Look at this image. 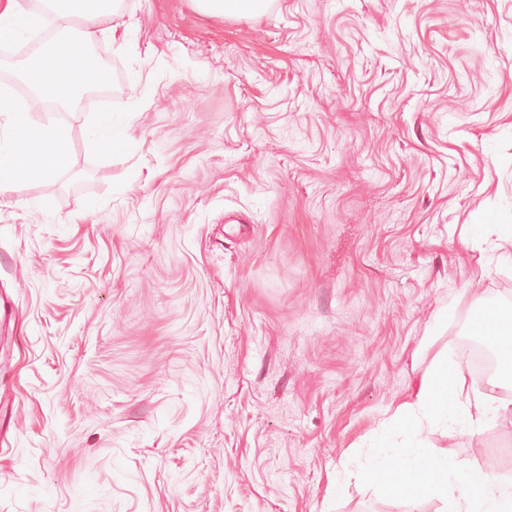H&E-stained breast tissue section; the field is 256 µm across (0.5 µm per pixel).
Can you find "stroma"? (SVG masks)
Segmentation results:
<instances>
[{
	"mask_svg": "<svg viewBox=\"0 0 512 512\" xmlns=\"http://www.w3.org/2000/svg\"><path fill=\"white\" fill-rule=\"evenodd\" d=\"M111 24L127 139L45 102L71 166L0 194V512H437L336 473L512 306V0ZM428 440L483 467L512 420Z\"/></svg>",
	"mask_w": 512,
	"mask_h": 512,
	"instance_id": "1",
	"label": "stroma"
}]
</instances>
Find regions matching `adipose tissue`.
Returning <instances> with one entry per match:
<instances>
[{
    "label": "adipose tissue",
    "instance_id": "1",
    "mask_svg": "<svg viewBox=\"0 0 512 512\" xmlns=\"http://www.w3.org/2000/svg\"><path fill=\"white\" fill-rule=\"evenodd\" d=\"M481 334L512 356V309L489 302L477 320ZM459 365L451 356L437 358L416 383L400 417L374 432L355 456L356 474L381 483L398 499L438 500L439 512H512V480L489 476L457 461L448 450L430 447V429L455 427L467 434L490 420L512 418V399L496 388L512 386V366L461 401L454 382Z\"/></svg>",
    "mask_w": 512,
    "mask_h": 512
}]
</instances>
